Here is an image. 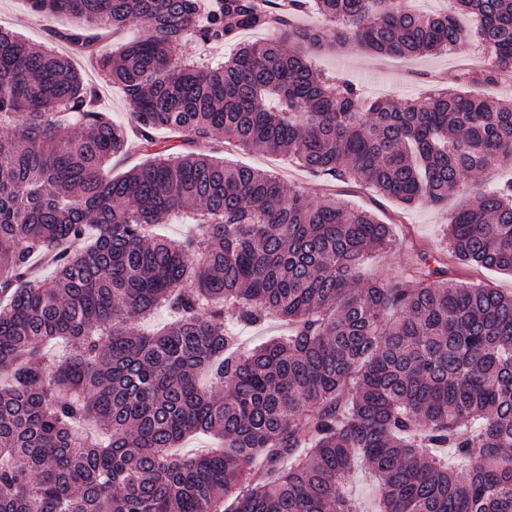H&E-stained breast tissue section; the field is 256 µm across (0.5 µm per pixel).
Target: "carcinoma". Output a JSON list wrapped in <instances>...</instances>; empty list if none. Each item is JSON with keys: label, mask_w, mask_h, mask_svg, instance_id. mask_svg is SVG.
<instances>
[{"label": "carcinoma", "mask_w": 512, "mask_h": 512, "mask_svg": "<svg viewBox=\"0 0 512 512\" xmlns=\"http://www.w3.org/2000/svg\"><path fill=\"white\" fill-rule=\"evenodd\" d=\"M29 3L81 19L55 34L79 51L135 20L145 33L97 56L132 135L67 58L0 28V512H364L348 489L360 466L375 512H512V295L458 278L512 275V181L452 214L435 267L413 243L404 282L363 283L391 225L190 150L222 134L408 208L446 205L512 161V101L437 86L365 108L306 53L449 52L468 15L502 79L512 0L434 16L401 0ZM311 10L321 25H293ZM260 29L279 37L215 70L173 63L188 36ZM172 217L198 234L155 232ZM159 308L173 320L138 328ZM272 318L288 335L240 352L235 328ZM196 433L218 446L172 452Z\"/></svg>", "instance_id": "1"}]
</instances>
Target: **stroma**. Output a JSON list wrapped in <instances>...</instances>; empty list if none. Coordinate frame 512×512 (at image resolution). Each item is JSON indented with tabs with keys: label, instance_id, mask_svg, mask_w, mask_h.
Here are the masks:
<instances>
[{
	"label": "stroma",
	"instance_id": "stroma-1",
	"mask_svg": "<svg viewBox=\"0 0 512 512\" xmlns=\"http://www.w3.org/2000/svg\"><path fill=\"white\" fill-rule=\"evenodd\" d=\"M73 24L74 20L70 17L37 14L28 9L25 0H0V27L17 33L36 47L64 51V44L57 41L54 34ZM464 28L467 35L463 44L451 53L411 58L383 57L351 44L341 49L311 53L309 61L314 69L354 80L369 100L400 101L419 97L428 91L430 78H438L445 86L453 87L462 70L469 69L480 74L493 70L494 62L482 51L474 23L465 22ZM74 66L85 82L97 87L100 102L110 112L113 120L125 126L130 125V107L122 89L105 81L95 61L90 58L75 56ZM217 154L226 161L241 162L274 173L285 187L301 189L314 201L326 192H334L338 198L393 222L397 237L412 236L435 253L446 249L451 210L493 183L512 179V163L505 164L492 169L488 174L467 178L460 189L449 196L447 207L422 204L404 208L366 185L311 177L282 155L246 151L229 144L218 149Z\"/></svg>",
	"mask_w": 512,
	"mask_h": 512
}]
</instances>
